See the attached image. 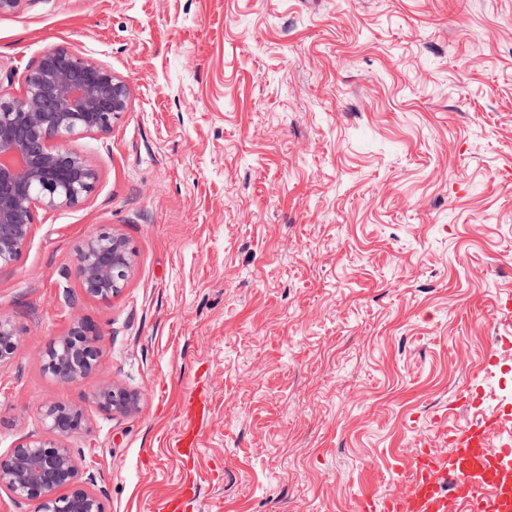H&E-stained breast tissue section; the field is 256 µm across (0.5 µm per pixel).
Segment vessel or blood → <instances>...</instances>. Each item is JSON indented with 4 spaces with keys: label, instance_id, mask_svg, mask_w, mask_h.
Wrapping results in <instances>:
<instances>
[{
    "label": "vessel or blood",
    "instance_id": "vessel-or-blood-1",
    "mask_svg": "<svg viewBox=\"0 0 512 512\" xmlns=\"http://www.w3.org/2000/svg\"><path fill=\"white\" fill-rule=\"evenodd\" d=\"M499 419L494 412L466 428L440 427L450 453L419 441L407 490L361 496L356 512H512V438L495 448L488 445Z\"/></svg>",
    "mask_w": 512,
    "mask_h": 512
}]
</instances>
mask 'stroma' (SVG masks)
<instances>
[{
	"instance_id": "35a3bbf8",
	"label": "stroma",
	"mask_w": 512,
	"mask_h": 512,
	"mask_svg": "<svg viewBox=\"0 0 512 512\" xmlns=\"http://www.w3.org/2000/svg\"><path fill=\"white\" fill-rule=\"evenodd\" d=\"M65 45L124 77L81 206L38 212L0 271L26 347L0 368V452L48 401L92 410L68 444L109 512H355L410 450L512 404V0H30L0 15V90ZM110 228L126 288L85 296L75 249ZM92 324L76 385L50 342ZM140 395L96 412L105 379ZM210 404L174 452L182 401ZM485 400L474 409L470 389ZM83 323L74 322L48 346L44 369L62 384H77L95 371L102 358L96 336Z\"/></svg>"
}]
</instances>
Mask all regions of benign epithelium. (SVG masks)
Returning a JSON list of instances; mask_svg holds the SVG:
<instances>
[{
    "mask_svg": "<svg viewBox=\"0 0 512 512\" xmlns=\"http://www.w3.org/2000/svg\"><path fill=\"white\" fill-rule=\"evenodd\" d=\"M127 81L97 61L63 45L47 49L28 69L19 96L0 94V271L14 266L28 248L36 214L74 208L94 191L98 173L70 146L86 134L108 137L128 109ZM135 268L126 237L101 231L76 248L74 274L83 292L110 299L124 288ZM24 330L0 313V367L16 360ZM102 358L96 336L80 322L48 346L44 369L62 384H77ZM96 408L109 417H128L140 408L139 395L110 379L95 391ZM42 432L21 438L0 453V491L33 512H108L93 480L84 477L81 457L67 444L90 429L85 411L54 401L39 409Z\"/></svg>",
    "mask_w": 512,
    "mask_h": 512,
    "instance_id": "7a95c632",
    "label": "benign epithelium"
}]
</instances>
